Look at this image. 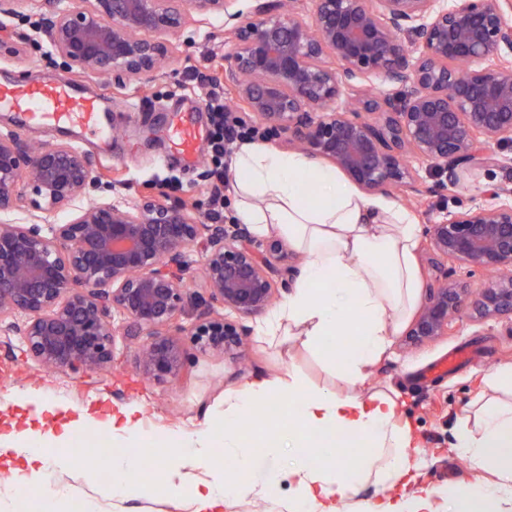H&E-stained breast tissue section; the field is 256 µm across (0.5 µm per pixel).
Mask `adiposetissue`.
I'll return each mask as SVG.
<instances>
[{"label": "adipose tissue", "mask_w": 512, "mask_h": 512, "mask_svg": "<svg viewBox=\"0 0 512 512\" xmlns=\"http://www.w3.org/2000/svg\"><path fill=\"white\" fill-rule=\"evenodd\" d=\"M236 217L258 235L277 233L303 254L300 277L287 299L256 325L257 335L295 330L304 348L323 352L346 392L312 388L300 375L258 378L224 398V426L205 423L192 435L167 438L169 470L208 461L223 447L232 472L187 485L195 512H225L240 499L266 495L289 480L287 512H501L512 506V403L485 408L479 427L462 418L456 446L478 469L495 472L494 486L475 483L406 492L413 465L411 436L399 403L385 392H359L374 363L390 348L415 309L421 286L416 263L421 226L403 206L363 195L331 165L300 153L245 143L230 160ZM338 345L324 349L323 344ZM277 402L286 413L276 422H253L257 407ZM37 422L0 429V456L7 476L0 498L14 503L37 494L41 512H55L66 494L52 473L76 464L70 449L91 428L111 431L125 450L113 454L112 494L146 496L139 478V447L154 441L137 408L101 415L88 408L44 400ZM290 449L286 469H272L262 485L250 483L258 457ZM376 489L357 500L360 485Z\"/></svg>", "instance_id": "ef3b65f1"}]
</instances>
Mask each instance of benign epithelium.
Here are the masks:
<instances>
[{"instance_id":"7a95c632","label":"benign epithelium","mask_w":512,"mask_h":512,"mask_svg":"<svg viewBox=\"0 0 512 512\" xmlns=\"http://www.w3.org/2000/svg\"><path fill=\"white\" fill-rule=\"evenodd\" d=\"M23 2L0 0V48ZM233 2L83 0L66 9L43 0L39 23L67 69L122 86L163 67L174 52L166 36L190 13L222 14L224 85L245 109L235 118H255L277 146L331 163L368 193L400 190L419 203L475 171L502 170L481 204L425 231L433 265L451 259L494 279L473 289L443 271L402 343L446 336L465 312L512 322V0H314L308 21L303 0H251L245 14L230 11ZM99 183L92 157L68 143L34 151L0 135V214L28 213L0 221V335L23 336L39 364L73 375L108 368L118 332L138 341V367L157 381L185 374V332L202 353L245 358L244 320L299 273L287 244L259 248L245 224H202L187 203L149 195L128 206L93 201L65 224H42ZM194 245L203 294L183 278Z\"/></svg>"}]
</instances>
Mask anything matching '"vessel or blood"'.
<instances>
[{"instance_id":"obj_1","label":"vessel or blood","mask_w":512,"mask_h":512,"mask_svg":"<svg viewBox=\"0 0 512 512\" xmlns=\"http://www.w3.org/2000/svg\"><path fill=\"white\" fill-rule=\"evenodd\" d=\"M0 110L14 113L20 126L45 125L93 137L102 148L112 143L105 121L104 96L91 95L77 84L42 77L25 83L0 84ZM172 152L185 161L195 158L198 131L189 119H179L169 132Z\"/></svg>"}]
</instances>
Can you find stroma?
<instances>
[{
  "label": "stroma",
  "mask_w": 512,
  "mask_h": 512,
  "mask_svg": "<svg viewBox=\"0 0 512 512\" xmlns=\"http://www.w3.org/2000/svg\"><path fill=\"white\" fill-rule=\"evenodd\" d=\"M35 21L33 0H26L21 17L12 21L23 40L16 43L14 51L0 52V82L50 76L76 82L94 94L106 93L113 120L123 132L113 139L111 152L105 153L81 134L21 129L10 114L0 112V133L15 132L23 140L43 146L66 142L91 155L102 181L101 188L92 192L94 198L131 204L148 192L159 191L171 202H200L199 218L204 223L234 219L232 195H225L220 203L214 200L212 173L219 160L211 148L212 121L206 108L210 99L224 93V78L217 71L228 42L223 17L191 18L176 36L179 50L163 70L120 88L111 79L52 65L45 37L33 29ZM187 109L193 110L194 122L202 132L194 164L168 157V131L177 111ZM488 180V174H481L478 183L449 189L444 196L431 198L429 208L416 207L412 213L426 225L437 222L446 212L475 206L481 201V186ZM248 344L245 364L193 350L189 353V378L157 382L142 376L131 343L122 336L116 339L113 367L89 377H76L36 363L28 355L23 337L0 335V422L24 421L37 402L49 398L103 411L118 404H135L142 409L148 432L178 429L190 433L203 422H222L225 390L243 388L259 374L284 377L296 372L313 386L340 388L323 356L303 348L297 337L284 332L266 341L252 335ZM459 348L472 351L473 359L445 375L428 374L431 363ZM503 364H512V322L465 316L436 342L407 349L400 340H393L388 354L373 368L363 389L396 395L400 417L412 430L414 447L410 454L418 463L421 484L437 488L491 480V473L474 469L458 453L455 435L464 409L492 396L483 383L485 374ZM120 449L104 431L84 435L73 445L72 452L82 463L61 475L59 482L68 488L74 504H93L94 512H194L188 495L160 490V483L169 477L165 449L160 444L140 450L142 458L153 464L150 497L113 499L111 483L99 477L97 467L107 462L108 452Z\"/></svg>",
  "instance_id": "1"
}]
</instances>
